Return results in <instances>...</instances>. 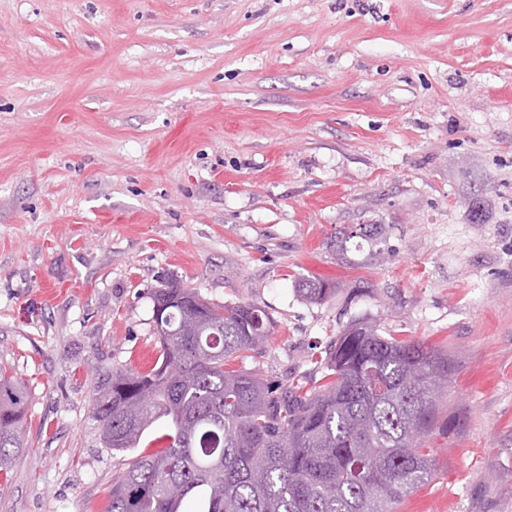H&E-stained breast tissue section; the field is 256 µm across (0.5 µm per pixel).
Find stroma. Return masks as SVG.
Instances as JSON below:
<instances>
[{"instance_id": "stroma-1", "label": "stroma", "mask_w": 512, "mask_h": 512, "mask_svg": "<svg viewBox=\"0 0 512 512\" xmlns=\"http://www.w3.org/2000/svg\"><path fill=\"white\" fill-rule=\"evenodd\" d=\"M353 224L383 258L339 250ZM170 279L264 307L238 365L274 381L357 319L448 351L398 512H512V0H0V366L29 394L0 512H105L138 452L101 443L94 380L154 364ZM354 229L356 231L354 232ZM340 237H337L338 242L340 243V248L344 250L346 248V244L353 241L355 243V249L361 247L362 242H366L370 244L372 247H376L374 250L376 256H381L383 254V250L380 249L381 244V225L379 224H355L352 227H345L340 232ZM345 244V246L343 245ZM297 291L307 302L320 304L336 295V286L330 278L308 276L298 280Z\"/></svg>"}]
</instances>
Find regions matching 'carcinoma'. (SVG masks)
Masks as SVG:
<instances>
[{
	"mask_svg": "<svg viewBox=\"0 0 512 512\" xmlns=\"http://www.w3.org/2000/svg\"><path fill=\"white\" fill-rule=\"evenodd\" d=\"M381 225L355 224L338 242L381 256ZM306 301L336 295L322 276L298 280ZM160 354L147 371L97 378L91 418L105 447L137 448L115 478L105 512H397L435 467L419 440L440 428L455 375L448 353L351 323L326 351L322 385L274 384L231 367L269 335L268 312L220 304L178 281L152 294ZM26 389L0 370V472L24 448Z\"/></svg>",
	"mask_w": 512,
	"mask_h": 512,
	"instance_id": "cac0c4a2",
	"label": "carcinoma"
}]
</instances>
